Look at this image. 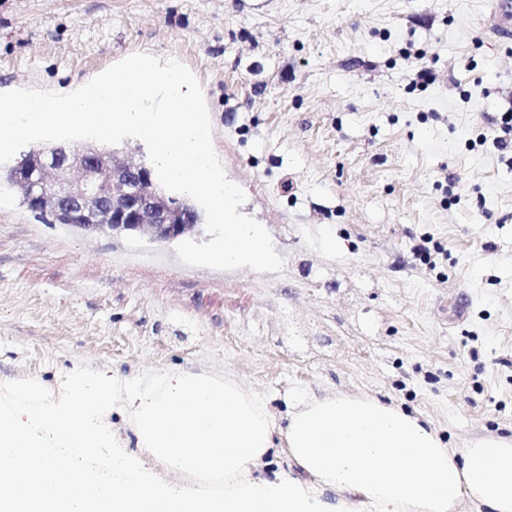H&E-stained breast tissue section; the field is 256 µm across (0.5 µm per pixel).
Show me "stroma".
I'll list each match as a JSON object with an SVG mask.
<instances>
[{
    "instance_id": "35a3bbf8",
    "label": "stroma",
    "mask_w": 512,
    "mask_h": 512,
    "mask_svg": "<svg viewBox=\"0 0 512 512\" xmlns=\"http://www.w3.org/2000/svg\"><path fill=\"white\" fill-rule=\"evenodd\" d=\"M493 7L0 0L1 89L69 91L139 51L188 66L239 211L284 260L190 267L171 242L51 223L0 165V375L55 390L79 364L183 367L233 377L282 422L300 397L348 394L399 405L452 448L511 436L512 166L476 143L512 104ZM419 62L435 74L424 90L407 80Z\"/></svg>"
}]
</instances>
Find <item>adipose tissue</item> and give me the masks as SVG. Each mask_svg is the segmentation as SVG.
I'll list each match as a JSON object with an SVG mask.
<instances>
[{"label":"adipose tissue","mask_w":512,"mask_h":512,"mask_svg":"<svg viewBox=\"0 0 512 512\" xmlns=\"http://www.w3.org/2000/svg\"><path fill=\"white\" fill-rule=\"evenodd\" d=\"M277 453L301 478L255 477ZM327 489L364 512H453L463 496L512 512V436L456 450L399 407L347 395L303 398L281 426L232 377L190 369L77 365L56 395L0 378V512H324Z\"/></svg>","instance_id":"obj_1"}]
</instances>
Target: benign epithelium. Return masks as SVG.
<instances>
[{"mask_svg":"<svg viewBox=\"0 0 512 512\" xmlns=\"http://www.w3.org/2000/svg\"><path fill=\"white\" fill-rule=\"evenodd\" d=\"M39 192L29 189L24 169L13 173L29 190L30 208L51 218L62 210L70 226L98 234L127 235L155 243L173 242L199 227L195 214L160 193L143 162L102 152L54 147L37 156Z\"/></svg>","mask_w":512,"mask_h":512,"instance_id":"benign-epithelium-1","label":"benign epithelium"}]
</instances>
